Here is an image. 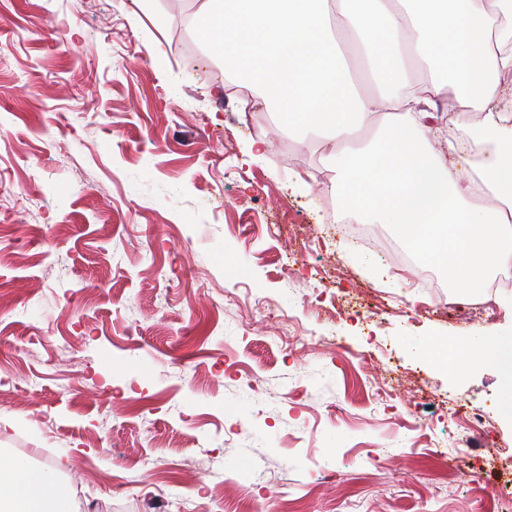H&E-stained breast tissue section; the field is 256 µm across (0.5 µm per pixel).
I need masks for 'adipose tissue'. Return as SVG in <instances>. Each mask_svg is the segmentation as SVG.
Wrapping results in <instances>:
<instances>
[{"instance_id":"obj_1","label":"adipose tissue","mask_w":512,"mask_h":512,"mask_svg":"<svg viewBox=\"0 0 512 512\" xmlns=\"http://www.w3.org/2000/svg\"><path fill=\"white\" fill-rule=\"evenodd\" d=\"M193 19L250 90L240 111L278 113L306 146L324 133L345 208L394 225L451 289L479 293L490 269L512 265V106L496 96L512 52L493 35L488 0H199ZM356 70L377 92L357 91ZM441 100L487 112L478 168L452 172L435 152ZM371 123L375 140L355 144L352 130ZM0 512H68L57 471L0 455Z\"/></svg>"}]
</instances>
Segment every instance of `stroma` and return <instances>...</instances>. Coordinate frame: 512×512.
<instances>
[{
  "label": "stroma",
  "mask_w": 512,
  "mask_h": 512,
  "mask_svg": "<svg viewBox=\"0 0 512 512\" xmlns=\"http://www.w3.org/2000/svg\"><path fill=\"white\" fill-rule=\"evenodd\" d=\"M190 12L0 0V452H49L91 512H501L512 357L450 366L504 311L381 278L322 148L214 93ZM487 123L440 137L475 167Z\"/></svg>",
  "instance_id": "obj_1"
}]
</instances>
